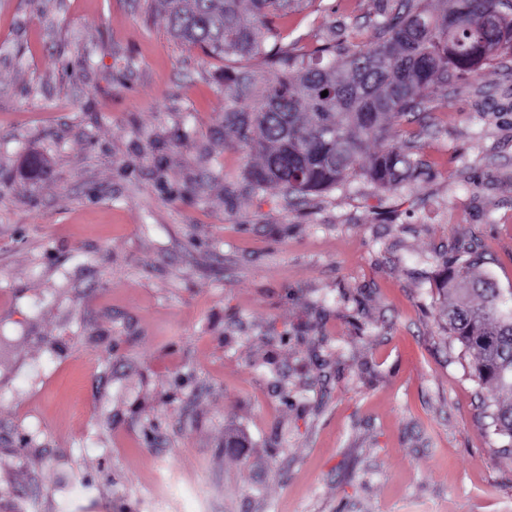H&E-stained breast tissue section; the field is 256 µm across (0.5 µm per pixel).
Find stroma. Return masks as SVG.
Returning <instances> with one entry per match:
<instances>
[{
	"mask_svg": "<svg viewBox=\"0 0 512 512\" xmlns=\"http://www.w3.org/2000/svg\"><path fill=\"white\" fill-rule=\"evenodd\" d=\"M398 5L275 23L351 51ZM231 69L158 0H0V512H512L438 291L460 242L512 288V54L392 119L422 179L304 197L251 190Z\"/></svg>",
	"mask_w": 512,
	"mask_h": 512,
	"instance_id": "stroma-1",
	"label": "stroma"
}]
</instances>
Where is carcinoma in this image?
Returning <instances> with one entry per match:
<instances>
[{
    "label": "carcinoma",
    "instance_id": "1",
    "mask_svg": "<svg viewBox=\"0 0 512 512\" xmlns=\"http://www.w3.org/2000/svg\"><path fill=\"white\" fill-rule=\"evenodd\" d=\"M170 34L210 57L244 67L264 56L282 76L267 84L251 111L224 112V125L256 151L248 171L252 189L275 184L290 195L317 194L355 172L370 141H385L388 121L412 111L417 101L462 79L504 53H512V0H403L383 15L379 36L353 52L332 45L295 55L282 46L273 23L295 0H159ZM328 95L321 96L322 92ZM389 145L367 170L378 188L417 178L411 149ZM483 259L473 246L442 257L441 290L448 334L473 358L479 381L497 399L491 427L512 453V290L475 275Z\"/></svg>",
    "mask_w": 512,
    "mask_h": 512
}]
</instances>
